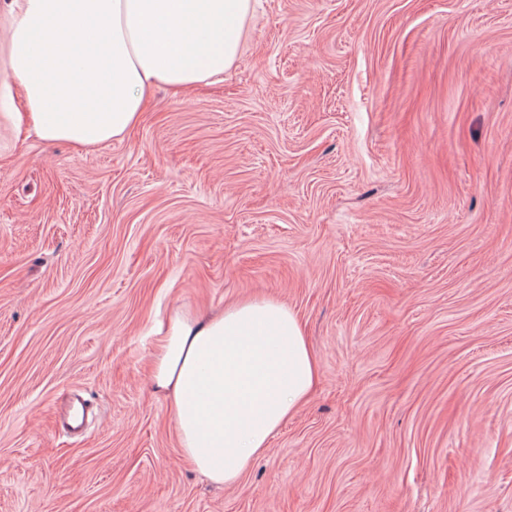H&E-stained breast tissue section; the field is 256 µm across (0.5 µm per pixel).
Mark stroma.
<instances>
[{"mask_svg":"<svg viewBox=\"0 0 512 512\" xmlns=\"http://www.w3.org/2000/svg\"><path fill=\"white\" fill-rule=\"evenodd\" d=\"M11 21L0 0V512H512V0H252L223 82L91 151L7 120ZM251 295L293 308L321 378L217 488L152 329Z\"/></svg>","mask_w":512,"mask_h":512,"instance_id":"1","label":"stroma"}]
</instances>
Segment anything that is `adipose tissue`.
Listing matches in <instances>:
<instances>
[{
    "instance_id": "1",
    "label": "adipose tissue",
    "mask_w": 512,
    "mask_h": 512,
    "mask_svg": "<svg viewBox=\"0 0 512 512\" xmlns=\"http://www.w3.org/2000/svg\"><path fill=\"white\" fill-rule=\"evenodd\" d=\"M11 10L8 74L27 105L14 124L90 150L136 126L155 87L221 81L251 0H11ZM318 377L298 315L274 298L172 311L154 340L151 379L182 455L217 487L239 481Z\"/></svg>"
}]
</instances>
